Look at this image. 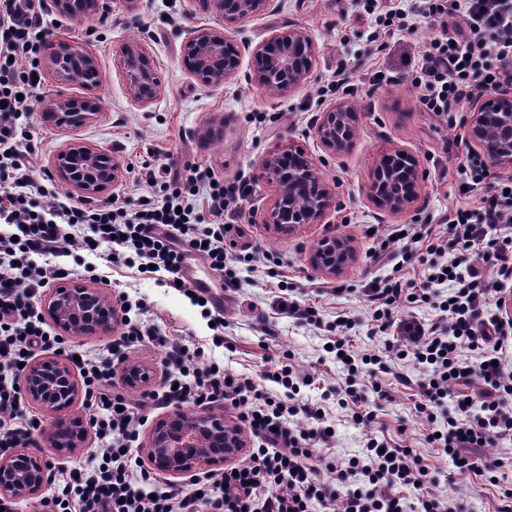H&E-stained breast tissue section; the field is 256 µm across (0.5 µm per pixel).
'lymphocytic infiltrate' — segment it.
I'll use <instances>...</instances> for the list:
<instances>
[{"label": "lymphocytic infiltrate", "instance_id": "obj_1", "mask_svg": "<svg viewBox=\"0 0 512 512\" xmlns=\"http://www.w3.org/2000/svg\"><path fill=\"white\" fill-rule=\"evenodd\" d=\"M371 6L373 39L388 42L429 26L412 69L421 111L461 126L474 98L512 84V0H412L405 9L372 0ZM49 17L47 0H0V225L16 229L0 232V450L20 447L37 429L17 423V385L33 349L60 342L41 327L32 300L39 288L70 276L63 258L95 244L116 245L183 288L193 254L228 293L240 288L236 265L279 263L271 253L234 255L224 246L236 207L250 191L243 180L216 183L199 168L172 173L162 165L147 171L150 194L130 210L115 203L91 207L34 170L38 143L28 129V99L40 83L37 53ZM456 173L469 203L421 224L397 225L379 241L371 258L392 268L362 288L365 317L327 324L313 304L283 296L279 305L289 319L329 332L344 374L339 404L349 408L354 425L373 421L360 408L365 390L388 398L381 375L414 387L425 443L460 471L504 478L497 512H512V457L486 453L512 441V319L498 314L502 293L512 288V175L491 172L471 151ZM410 268L420 279L406 277ZM412 305L428 306L430 317L409 313ZM363 325L383 343L354 362L350 333ZM146 343L164 352L163 386L142 404L107 392L115 361ZM407 363L418 378L404 373ZM77 367L86 398L101 409L91 426L103 453L60 474L57 512H473L464 496L433 493L435 478L413 449L384 446L375 435L347 461L326 460L321 451L334 440L326 412L300 398L293 364L271 373L282 388L276 395L208 360L194 337L171 339L151 319L127 317L108 354H82ZM197 402L235 409L256 445L222 472L193 477L189 490L154 491L150 471L131 453L143 410Z\"/></svg>", "mask_w": 512, "mask_h": 512}]
</instances>
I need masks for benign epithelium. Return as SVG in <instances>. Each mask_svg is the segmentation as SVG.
<instances>
[{"instance_id":"7a95c632","label":"benign epithelium","mask_w":512,"mask_h":512,"mask_svg":"<svg viewBox=\"0 0 512 512\" xmlns=\"http://www.w3.org/2000/svg\"><path fill=\"white\" fill-rule=\"evenodd\" d=\"M212 10L222 27L192 26L188 30L184 64L191 76L204 86H218L236 78L241 69L242 51L250 53L252 71L249 81L271 95L285 96L305 86L314 74L316 45L302 28L274 32L252 46L235 43L229 30L246 18L261 12L267 0H197ZM60 13L73 21H81L107 9L105 0H56ZM79 60L74 67L65 65L61 55L51 51L45 67L62 84H78L88 89L98 86L99 73L95 57L83 48L70 44ZM117 67L129 100L139 108L149 107L157 97L160 80L149 48L140 41L124 45ZM79 101L60 94L46 104V109L61 116L72 126L80 125L95 114L97 102L84 101L87 112L77 111ZM503 105L499 100H481L473 105L468 120V145L495 166H512V124L494 139L485 137V125L497 119ZM356 112L345 102L339 103L315 124L320 142L333 151L347 146L346 130L355 120ZM399 156L409 165L398 174L394 186L380 183L385 165L377 164L370 197L380 209L398 215L410 211L421 199L427 181L426 172L415 157L405 150L385 154L386 160ZM60 185L76 191L89 201L108 198L118 183L122 164L115 156L100 153L78 142L65 146L54 160ZM316 165L307 152L293 140L277 146L261 161L259 177L275 185L277 198L264 215V222L289 233L305 224H321L336 208V195L316 180ZM299 194L309 196L304 210L289 206ZM353 250L348 240L334 235L320 239V249L312 254L314 271L334 276L351 260ZM42 312L65 335L72 337L104 336L115 332L123 318L118 303L96 288L84 283L59 286L47 293ZM122 376L131 387L147 386L152 375L143 366L126 365ZM22 396L32 405L55 414L50 428L40 430L34 440L37 450L28 446L0 452V499L20 501L44 493L49 483V463L38 449L73 452L86 446L91 422L84 415L71 413L83 395L68 360L61 355L30 362L22 373ZM247 447L240 428L224 424V419L210 412H187L177 409L171 420L155 426L141 450L152 469L173 479L209 471L234 461Z\"/></svg>"}]
</instances>
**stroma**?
<instances>
[{"instance_id": "stroma-1", "label": "stroma", "mask_w": 512, "mask_h": 512, "mask_svg": "<svg viewBox=\"0 0 512 512\" xmlns=\"http://www.w3.org/2000/svg\"><path fill=\"white\" fill-rule=\"evenodd\" d=\"M345 5V0H271L264 11L236 28V39L252 44L289 28H303L311 35L317 46L315 78L283 97L270 95L247 80L251 69L247 55L242 58V77L227 84L204 87L191 78L183 63L187 26L193 21L213 27L219 24L214 13L199 10L193 0H137L131 12L123 0H112L106 19L94 16L81 23L55 15L47 42L79 43L98 61L103 83L95 94L100 110L78 128L57 125L47 118L46 103L60 93L82 97L86 91L61 85L49 71H42L40 86L31 99L30 132L42 147L34 161L36 169L52 172L56 154L73 141L118 156L123 173L110 194L132 207L147 193L139 184L140 166L146 160H160L175 170L197 165L226 180L245 177L252 183V193L239 203V230L231 235L233 252L258 248L278 254L282 274L302 289L305 299L315 303L324 321H334L345 313L364 316L366 306L361 297L335 296L330 289L339 283L359 287L383 276V269L370 258L375 242L367 236V228L420 224L428 214L446 211L455 199L447 195L439 180L455 181L456 172L444 151L451 131L417 109V91L410 81V63L424 47L427 27L403 34L400 41L384 49L369 39L368 16L342 20L340 11ZM132 40L148 45L160 76L161 92L145 109L131 105L115 66L117 52ZM374 65L399 73V81L370 85L364 74ZM341 67L347 68L356 85V94L346 96L345 101L356 106L358 120L354 140L346 150L335 153L316 139L313 128L337 103L332 96L318 104L316 91L327 86ZM286 136L312 154L336 195V208L323 223L282 235L263 222L275 189L259 180L257 173L260 160ZM398 148L416 156L428 179L416 209L391 215L370 201L368 186L381 155ZM326 234L351 238L355 249L354 261L336 279L316 273L308 262L313 244ZM92 262L99 269L112 271L111 283L100 287L103 294L113 298L129 292L147 306L163 334L202 340L206 354L256 382H263L274 363L291 354L297 369L311 378L310 384L302 386V396L322 404L329 423L336 428V442L327 449V456L345 460L361 450V429L351 424L347 409L337 403L336 390L343 375L339 365L324 355L323 332L294 323L279 312L276 285L264 270L241 272L242 301L225 306L227 344L217 347L212 343L211 315L170 285L166 274H141L123 265L109 267L103 251ZM266 325L277 330L275 341L264 339L261 329ZM385 386L390 393L387 399H378L370 391L365 394L364 406L375 415L372 433L390 446H411L425 464L439 468L438 493L450 496L460 491L469 496L475 512H496L499 487L491 485L488 477L460 472L441 458L437 449L426 447L425 427L411 412L410 390L390 377Z\"/></svg>"}]
</instances>
